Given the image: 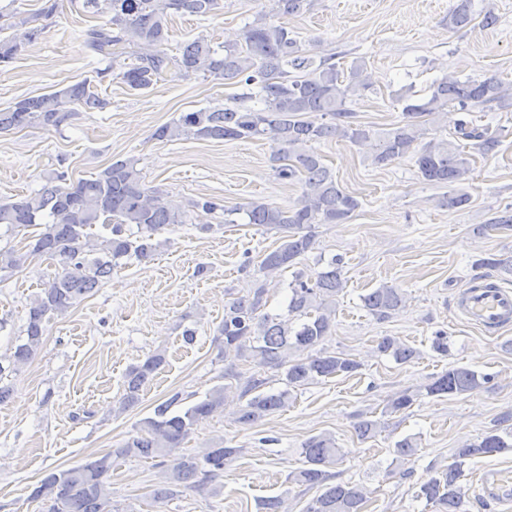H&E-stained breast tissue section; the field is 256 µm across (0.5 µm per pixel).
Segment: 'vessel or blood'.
I'll return each instance as SVG.
<instances>
[{"mask_svg":"<svg viewBox=\"0 0 512 512\" xmlns=\"http://www.w3.org/2000/svg\"><path fill=\"white\" fill-rule=\"evenodd\" d=\"M462 314L472 324L495 330L512 324V292L496 281L478 278L458 300ZM475 494L499 504L512 505V468L496 467L484 473Z\"/></svg>","mask_w":512,"mask_h":512,"instance_id":"vessel-or-blood-1","label":"vessel or blood"}]
</instances>
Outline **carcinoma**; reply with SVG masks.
I'll return each instance as SVG.
<instances>
[{"label": "carcinoma", "instance_id": "carcinoma-1", "mask_svg": "<svg viewBox=\"0 0 512 512\" xmlns=\"http://www.w3.org/2000/svg\"><path fill=\"white\" fill-rule=\"evenodd\" d=\"M70 5L104 21L86 31L87 44L106 67L100 76L112 75L133 91L152 88L170 70L181 77L202 75L237 84L246 89L241 99L255 98L260 109L236 105L224 109L183 112L153 133L159 141L193 137L224 141L268 139L276 145L273 160L279 179L296 182L301 195L293 207L282 208L261 201L226 208L202 197L192 207L211 215L224 211V223L235 224L243 215L249 224L273 229L281 234V244L262 258L259 271L269 275L292 271L288 303L282 313L266 311L265 288L256 282L246 294L224 306V319L213 337L217 348L233 351L261 369L276 374L286 388L266 390L268 379L242 373L233 363L224 367L221 378L204 396L184 409H174L175 395L160 404L154 416L143 419L134 434L100 457L64 470L46 473L31 492L41 502L43 512H114L110 472L112 459H162L164 481L152 490L156 503L175 498L184 489L204 491L224 473L226 462L241 452L219 442L199 454L178 452L194 426L224 411V400L235 392L242 401L235 421L251 426L267 415L288 407L291 389L339 375H353L360 363L327 351H315L335 328L336 297L344 288V257L332 256L313 275L297 268L301 258L316 249L318 225L343 224L358 209L359 201L345 192L311 145L329 139L352 144L374 141L372 163L389 162L412 155L419 176L431 184L446 185L448 195L441 205L463 208L470 196L458 187L470 173V161L461 146L450 141L418 146L421 129L418 119L433 117L453 107L460 112L512 107V93L503 82L489 76L464 79L449 73L431 83L424 93L413 87L401 89L404 120L396 126L374 131L353 121L347 102L370 89L365 63L355 60L349 69L336 64V56L318 59L305 55L297 38L282 19L299 16L309 0H274V22L261 15L244 26L234 45L215 44L198 37L185 44L180 54L170 56L169 23L174 15L212 16L222 8V0H70ZM478 23L483 28L497 25L491 10H476L474 0H459L448 17L453 28ZM42 29L33 27L20 37L0 38V64L13 60L35 41ZM107 102L82 81L50 93L24 98L0 109V133L32 125L61 126L78 110L95 112ZM319 113L325 122L315 125L306 119ZM455 135L474 142L481 154L492 153L499 145L488 129L460 120ZM137 160H116L90 178L67 182L61 172L46 180L37 192L15 200L0 201V226L13 232L22 227H40L25 238L24 245L0 249V272H14L33 258L58 264L48 287L30 303L26 314L24 341L0 363V404L11 397L5 383L7 372L27 363L40 349L47 324L63 315L81 299L93 294L112 278L122 261L132 257L147 261L164 245L158 235L174 224L186 223L184 215L169 208L161 193L143 182ZM111 227L108 237H96L92 226ZM364 308L379 320L388 318L402 304L393 288L382 286L362 297ZM378 353L407 363L415 352L396 339L385 336L376 346ZM166 363L165 353L157 350L126 372L118 412L140 402L141 392ZM489 377L465 366H454L434 377L423 389L406 390L390 400L386 410L394 413L410 407L421 395H455L469 391ZM512 449V432L491 429L477 441L456 449L454 461L435 468L419 486L417 497L440 512H461L462 487L459 484L465 460L479 455ZM415 443L404 438L396 442V460L403 463L416 454ZM303 466L289 480L319 494L308 502L305 512H365L367 496L363 488L349 482H335L329 468L336 464L340 449L333 437L321 433L306 439L301 447Z\"/></svg>", "mask_w": 512, "mask_h": 512}]
</instances>
